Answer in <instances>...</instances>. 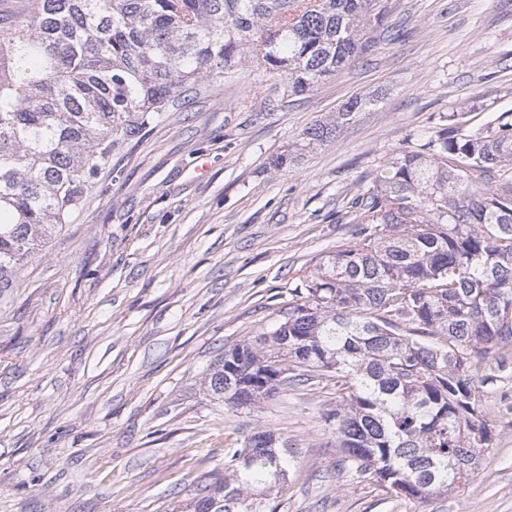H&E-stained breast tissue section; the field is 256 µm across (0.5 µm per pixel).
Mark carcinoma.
<instances>
[{
    "instance_id": "1",
    "label": "carcinoma",
    "mask_w": 512,
    "mask_h": 512,
    "mask_svg": "<svg viewBox=\"0 0 512 512\" xmlns=\"http://www.w3.org/2000/svg\"><path fill=\"white\" fill-rule=\"evenodd\" d=\"M385 18L383 0H31L0 28V289L178 91L250 63L303 95ZM364 105L352 99L306 130L307 144ZM511 170L505 114L472 129L450 112L388 160L351 204L357 236L319 262L284 320L224 352L225 369L245 372L232 406L256 407L298 377H336L346 393L327 419L339 474L423 500L469 481L489 448L471 426L487 425L476 375L490 349L512 343ZM262 436L227 450V475L202 500L275 512L288 446Z\"/></svg>"
}]
</instances>
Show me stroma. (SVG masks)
<instances>
[{
    "instance_id": "1",
    "label": "stroma",
    "mask_w": 512,
    "mask_h": 512,
    "mask_svg": "<svg viewBox=\"0 0 512 512\" xmlns=\"http://www.w3.org/2000/svg\"><path fill=\"white\" fill-rule=\"evenodd\" d=\"M385 2L396 37L312 93L265 105L243 64L174 98L0 290V512H189L257 432L288 446L276 512H512V345L479 369L477 474L426 501L337 478L335 378L250 410L208 389L225 350L272 329L352 238L348 207L380 166L448 113L471 128L512 113V0ZM355 97L363 110L304 148Z\"/></svg>"
}]
</instances>
